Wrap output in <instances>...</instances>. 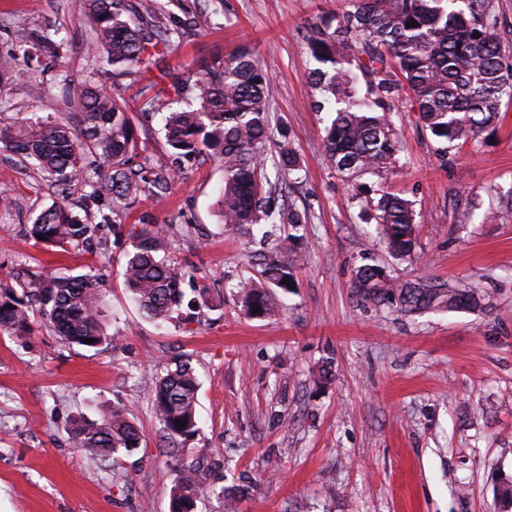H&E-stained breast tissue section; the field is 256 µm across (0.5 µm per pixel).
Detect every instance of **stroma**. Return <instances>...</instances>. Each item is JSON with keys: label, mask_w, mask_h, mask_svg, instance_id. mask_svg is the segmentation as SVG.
I'll list each match as a JSON object with an SVG mask.
<instances>
[{"label": "stroma", "mask_w": 512, "mask_h": 512, "mask_svg": "<svg viewBox=\"0 0 512 512\" xmlns=\"http://www.w3.org/2000/svg\"><path fill=\"white\" fill-rule=\"evenodd\" d=\"M130 2L173 37L149 67L126 74L98 67L86 0H0V55L21 30L65 42L57 61H22L0 80V123L64 117L69 88L91 81L126 100L142 161L174 179L164 196H133L117 228L102 221L111 201L90 205L97 237L66 251L25 229L60 201L57 186L0 151V191L11 201L0 211V278L20 261L97 274L112 338L93 349L39 326L21 340L0 334V512H169L186 465L212 488L196 512H500L498 485L512 477V222L483 215L512 194V100L488 132L444 154L414 112L393 113L400 166L384 181L364 177L358 191L336 175L329 115L313 109L308 82L307 29L348 0ZM202 11L207 24L192 27ZM244 47L271 75L273 133L300 161L285 178L286 203L306 217L289 254L294 287L273 289V312L255 319L242 299L273 242L225 230L223 162L180 163L162 113L145 104L172 78L196 80ZM382 185L416 204L417 241L402 260L362 217ZM149 224L210 293L202 305L185 283L178 318L162 328L140 316L121 276L131 232ZM364 264L474 290L481 305L406 314L361 302L352 280ZM181 358L200 383V429L172 454L154 391ZM102 405L130 412L144 434L138 450L102 461L69 442L70 420L97 419Z\"/></svg>", "instance_id": "obj_1"}]
</instances>
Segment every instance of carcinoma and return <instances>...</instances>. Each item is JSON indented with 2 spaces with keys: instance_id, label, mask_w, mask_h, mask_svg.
Returning <instances> with one entry per match:
<instances>
[{
  "instance_id": "obj_1",
  "label": "carcinoma",
  "mask_w": 512,
  "mask_h": 512,
  "mask_svg": "<svg viewBox=\"0 0 512 512\" xmlns=\"http://www.w3.org/2000/svg\"><path fill=\"white\" fill-rule=\"evenodd\" d=\"M86 2L94 26L93 47L102 63L130 71L151 61V50L158 44L171 42L172 32L147 18L137 15L130 20L133 7L127 0ZM476 32L480 37H474ZM306 39L321 64L308 75L322 96L315 107H327L333 114L326 127L327 153L349 183L367 175L383 179L400 167L391 119L399 90L408 89V107L444 151L449 144L476 140L496 122L503 98L512 100V65L505 62L493 0H349V9L310 26ZM19 45L26 54L52 49L26 32ZM271 95L268 74L243 48L214 63L196 80L195 97L178 108H170L173 100L161 93L152 97L154 106L168 109L166 145L178 157L191 161L209 153L223 160L220 216L233 231L255 224L297 229L305 223L298 211L278 204L284 197L283 185L262 181L271 141ZM69 108L78 123L65 117L0 125V148L55 181L64 199L67 186L74 182L89 188L87 203L112 199L117 218L140 184L152 185L159 194L169 189L171 180L147 164L132 167L138 156L136 132L125 106L107 90L88 82L69 98ZM275 165L292 172L299 160L282 146ZM366 212L370 222L380 226L392 254L399 259L409 256L416 242L414 202L383 190L367 202ZM95 231L65 203L44 210L29 226L33 238L41 235L46 244L74 250ZM297 239L290 234L263 256V282L250 287L243 299L248 316L270 313L271 288L289 290L283 280L292 277L288 250ZM167 253L168 240L156 227L134 234L131 249L125 252L126 292L141 315L155 323L173 317L183 302L185 279L195 278L194 272L171 263ZM12 281L21 296L9 285L0 294L1 333L22 339L31 334L38 316L67 345L100 348L112 343L95 275L53 274L24 266L12 274ZM353 288L364 302H388L405 313L478 304L470 290L429 281L397 282L376 265L358 267ZM256 307L261 311H254ZM88 339L93 343H86ZM198 387L194 369L182 360L156 384L155 410L174 451L197 432ZM180 421L186 427H179ZM70 438L76 447L109 459L139 448L143 435L126 408L112 406L102 409L94 421L73 419ZM207 492L194 469H181L171 488L170 512H193L197 499Z\"/></svg>"
}]
</instances>
